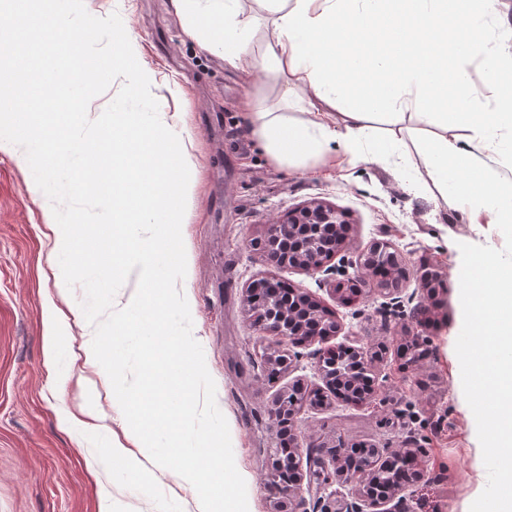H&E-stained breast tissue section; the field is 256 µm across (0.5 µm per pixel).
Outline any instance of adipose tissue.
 <instances>
[{"label": "adipose tissue", "mask_w": 512, "mask_h": 512, "mask_svg": "<svg viewBox=\"0 0 512 512\" xmlns=\"http://www.w3.org/2000/svg\"><path fill=\"white\" fill-rule=\"evenodd\" d=\"M239 0H172L187 34L232 66L280 75L287 113H254L251 133L268 156L300 168L314 157L362 160L374 115L402 110L417 126L418 180L433 198L454 199L474 223L512 235V46L497 37L498 0H264L273 20L264 52L249 56L253 36ZM479 60L485 93L465 69ZM469 101L465 112L449 104Z\"/></svg>", "instance_id": "adipose-tissue-1"}]
</instances>
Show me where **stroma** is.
I'll list each match as a JSON object with an SVG mask.
<instances>
[{"mask_svg": "<svg viewBox=\"0 0 512 512\" xmlns=\"http://www.w3.org/2000/svg\"><path fill=\"white\" fill-rule=\"evenodd\" d=\"M89 9L99 17L119 13L127 22L138 39L140 64L153 74L154 97L180 115L194 186L182 225L187 272L177 288L189 303L193 336L216 383L217 406L247 486L248 512H277L268 488L275 446L268 400L293 383L318 387L322 380L308 357L268 378L263 355L269 343L245 310L242 290L269 270L251 255L246 239L281 212L315 198L349 214V249L337 253L328 274L309 276L289 267L269 272L334 312L341 330L332 344L357 336L372 350L383 341H409L416 329L411 311L419 305H433L435 327L428 355L408 377L383 364L387 381L378 390L379 403L308 405L298 428L307 440L340 445L398 448L417 437L429 455L423 477L406 490L414 512H470L488 476L455 353L462 328L458 245L500 250L501 231L471 223L455 206L437 209L425 188L406 189L384 153L394 150L413 166L412 143L380 141L387 128L381 116L373 121L376 141L365 145L353 168L328 175L314 159L301 171L279 165L252 136L241 102L249 96L258 106L285 110L280 78L258 69L243 74L201 47L185 34L171 0H89ZM288 113L300 122L312 119L305 110ZM377 240L406 254L409 273L419 272L425 259L442 267L447 277L435 298L415 294L411 281L391 294L369 278L356 305L342 304L332 283ZM54 248L26 175L15 156L0 152V512H100L105 489L114 512H157L147 496L112 481L81 429L61 424L66 414L91 403L99 433L125 436L114 394L97 384L81 355L84 290H64ZM49 299L65 315L51 353L45 348Z\"/></svg>", "mask_w": 512, "mask_h": 512, "instance_id": "1", "label": "stroma"}]
</instances>
